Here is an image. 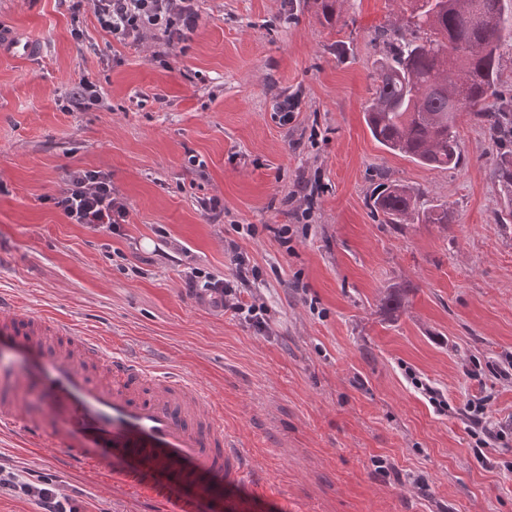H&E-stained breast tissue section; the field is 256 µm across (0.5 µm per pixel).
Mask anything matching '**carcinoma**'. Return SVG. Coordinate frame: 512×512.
Instances as JSON below:
<instances>
[{
  "instance_id": "cac0c4a2",
  "label": "carcinoma",
  "mask_w": 512,
  "mask_h": 512,
  "mask_svg": "<svg viewBox=\"0 0 512 512\" xmlns=\"http://www.w3.org/2000/svg\"><path fill=\"white\" fill-rule=\"evenodd\" d=\"M406 22L425 37L407 40L401 28L382 32L379 61L364 120L387 151L432 168L459 162L456 125L462 113L497 145L491 175L503 197L497 221L512 219V95L500 89L498 53L512 37V0H404ZM330 27L346 26L341 0H314ZM478 8L482 22L462 21ZM496 107H487L489 99ZM387 224H452L445 205L423 209L405 185L379 183L371 202Z\"/></svg>"
}]
</instances>
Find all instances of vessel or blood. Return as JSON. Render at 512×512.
<instances>
[{
	"instance_id": "1",
	"label": "vessel or blood",
	"mask_w": 512,
	"mask_h": 512,
	"mask_svg": "<svg viewBox=\"0 0 512 512\" xmlns=\"http://www.w3.org/2000/svg\"><path fill=\"white\" fill-rule=\"evenodd\" d=\"M0 355V426L62 448L71 468L114 467L128 490L165 497L167 512L247 476L222 413L178 373L112 356L98 337L1 297ZM30 387L43 396L35 415L20 400Z\"/></svg>"
}]
</instances>
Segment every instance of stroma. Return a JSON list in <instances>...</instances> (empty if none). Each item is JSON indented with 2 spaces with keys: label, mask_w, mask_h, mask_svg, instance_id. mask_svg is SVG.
Here are the masks:
<instances>
[{
  "label": "stroma",
  "mask_w": 512,
  "mask_h": 512,
  "mask_svg": "<svg viewBox=\"0 0 512 512\" xmlns=\"http://www.w3.org/2000/svg\"><path fill=\"white\" fill-rule=\"evenodd\" d=\"M199 9L171 50L117 44L64 0H0V30L39 47L0 56V295L195 381L246 450L247 479L224 489L244 512H512V223L495 220V144L460 116L461 161L437 169L372 138L379 35L418 36L401 0H345L340 30L312 0ZM84 77L102 105L71 104ZM78 169L111 174L130 209L120 233L53 206ZM382 173L453 224L384 223L369 205ZM239 257L260 327L187 286L194 270L235 282ZM482 396L504 438L477 435L466 405ZM0 465V512H43L30 485L76 512H161L16 431L0 429Z\"/></svg>",
  "instance_id": "stroma-1"
}]
</instances>
